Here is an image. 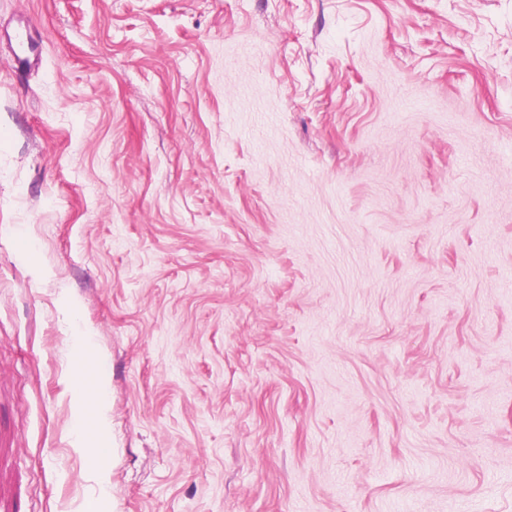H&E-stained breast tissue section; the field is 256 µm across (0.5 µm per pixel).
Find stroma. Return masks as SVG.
Masks as SVG:
<instances>
[{"instance_id":"stroma-1","label":"stroma","mask_w":512,"mask_h":512,"mask_svg":"<svg viewBox=\"0 0 512 512\" xmlns=\"http://www.w3.org/2000/svg\"><path fill=\"white\" fill-rule=\"evenodd\" d=\"M89 501L512 512V0H0V512ZM87 384L89 390H91L95 396L93 419L91 423H87V411L82 407L75 409L73 414L74 423L72 437L74 446L77 448H81L88 441L94 444L95 477L101 493L107 495L109 476L104 460H102L105 456L102 450L104 449L107 459L111 455V448H102L109 447L108 444L104 443L109 423L106 404L107 383L103 362H99L92 370Z\"/></svg>"}]
</instances>
